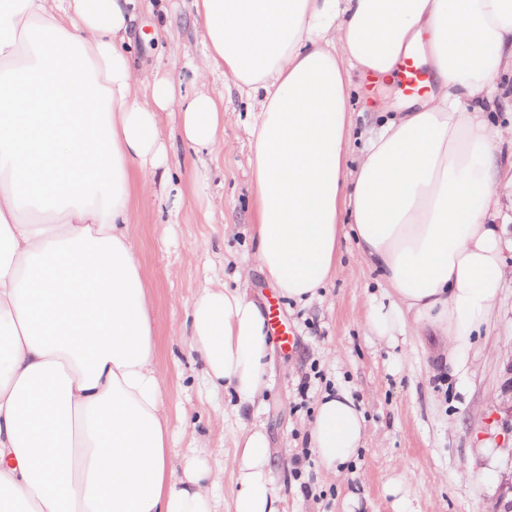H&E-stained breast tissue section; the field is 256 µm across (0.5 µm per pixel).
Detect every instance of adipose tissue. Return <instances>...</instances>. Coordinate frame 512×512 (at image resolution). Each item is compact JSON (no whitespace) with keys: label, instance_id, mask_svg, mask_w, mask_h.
I'll list each match as a JSON object with an SVG mask.
<instances>
[{"label":"adipose tissue","instance_id":"ef3b65f1","mask_svg":"<svg viewBox=\"0 0 512 512\" xmlns=\"http://www.w3.org/2000/svg\"><path fill=\"white\" fill-rule=\"evenodd\" d=\"M136 0H0V512H216L211 470L170 445L151 296L129 232L131 181L167 185L159 115L185 142L224 146L214 71L249 102L251 226L267 280L308 303L335 276L342 223L389 300L386 336L431 327L463 368L501 289L512 134L495 78L512 67V0H194L198 89L127 50ZM433 91L390 112L352 155L357 81L404 58ZM212 280L191 304L190 347L233 412L266 386L265 318ZM310 443L329 478L361 447L363 412L323 395ZM234 512H282L261 428L239 421Z\"/></svg>","mask_w":512,"mask_h":512}]
</instances>
